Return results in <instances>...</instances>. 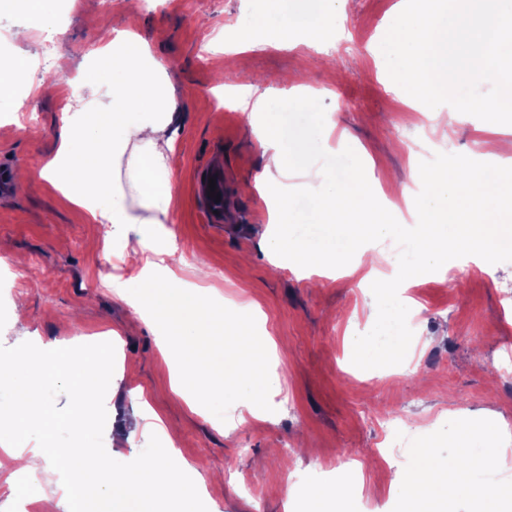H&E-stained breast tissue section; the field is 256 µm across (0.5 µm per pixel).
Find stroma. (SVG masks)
<instances>
[{
  "label": "stroma",
  "instance_id": "obj_1",
  "mask_svg": "<svg viewBox=\"0 0 512 512\" xmlns=\"http://www.w3.org/2000/svg\"><path fill=\"white\" fill-rule=\"evenodd\" d=\"M295 3L333 16L334 28L322 34L323 41L343 42L332 69L320 68L315 49L299 38L267 30L268 0H157L133 19L123 0H112L108 12L98 0H75L70 9L64 0H50L45 20L21 11L0 14V65L21 54L38 60L43 36L55 41L53 67L34 70L31 82L17 85L14 101L0 102V163L30 174L26 184L0 194V242L7 246L0 253V345L26 336L74 350L90 337L109 341L111 375L88 380L97 448L130 468L174 433L178 458L206 478V501L187 504L186 512H311L302 484L316 470L338 469L353 448L360 451L356 464L371 512H395L394 472L410 463L412 448L431 440L439 445L438 459H447L448 437L464 417L486 423L485 447L512 448V378L502 374L512 366V320L500 318L512 299V254L496 256L485 277L468 263L451 285L438 272H413L414 306L398 299L389 304L392 333L401 338L405 357L417 360L413 373H404L374 335L370 315L378 296L364 287L366 272L353 255L333 271L291 259L270 262L261 237L269 196L254 181L262 148L243 133L248 113L225 108L214 90L244 85L250 74L264 77L273 92L261 121L298 134L306 145L316 140L315 113L296 111L294 89L280 80L283 73H301L305 88L317 92L318 111L336 122L334 142L311 158L336 178L355 159L373 171L364 217L376 229L368 245L381 265L396 270L411 269L418 229L386 203L383 191L409 181L421 134L440 143L433 163L454 164L480 160L489 139H512V125L491 127L468 115L441 129L408 111L410 97L390 80L380 49L401 0ZM20 29L29 34L26 42L13 38ZM122 30L149 42L183 112L174 152L176 202L161 226L173 239L164 263L186 284L196 267H207L215 299L237 312L257 311L258 327L280 347L285 371L267 418L253 417L237 402L222 421L174 392L158 335L116 291L154 254L123 249L115 226L89 223L82 208L39 176L58 144L75 86L89 73L96 50ZM246 35L257 45L239 65L234 51ZM25 112L34 117L28 127L20 121ZM213 162L224 168L229 217L205 224L194 184ZM272 178L290 199L289 235L320 241L307 180L279 172ZM358 341L376 354L357 365L350 349ZM137 413L141 427L131 437L127 423ZM396 413L407 428L398 458L385 462L377 455L388 442L380 419ZM238 475L262 484L260 499L239 489Z\"/></svg>",
  "mask_w": 512,
  "mask_h": 512
}]
</instances>
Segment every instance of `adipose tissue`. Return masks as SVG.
<instances>
[{
  "label": "adipose tissue",
  "instance_id": "adipose-tissue-1",
  "mask_svg": "<svg viewBox=\"0 0 512 512\" xmlns=\"http://www.w3.org/2000/svg\"><path fill=\"white\" fill-rule=\"evenodd\" d=\"M270 21L281 35L317 36L328 22L322 13L275 8ZM111 99L99 103L102 88ZM76 93L82 103L65 119L53 158L41 176L72 202L82 206L93 224L139 225L140 248L153 253L167 250L166 238L155 231V213H167L175 196L172 161V128L179 123V104L157 67L146 40L129 32L116 37L96 55V65ZM267 156L255 182H269L271 169L298 166L302 154L284 147L274 125L252 127ZM489 159L464 165H440L413 170L410 183L398 186L423 219L419 224L416 265L447 266L449 245L467 252L491 249L512 253V143L489 146ZM126 168L133 189L125 194L117 172ZM372 174L362 165L349 172L350 189L337 187L322 170L311 174L316 195L318 223L333 224L355 206L352 187ZM422 182L435 192H466L470 205L459 209L431 207L429 198L413 193L411 182ZM270 259L289 254L301 264L330 263L340 259L335 247L276 236L268 241ZM11 368L0 369V393L12 394L16 418L11 427H0V445L12 448L17 472L55 463L64 465L60 495H43L47 512H184L187 502L200 496L203 481L189 480L193 467L178 459L171 445L132 470L116 466L96 452L99 431L89 417L91 402L86 388L88 372L112 370V350L104 343L85 342L80 352L28 340L17 342L8 353ZM64 381L69 386L71 410L59 417L48 397L49 388ZM71 432L70 442L56 439L59 430ZM485 425L470 420L452 436L456 453L440 462L432 447L413 449L409 466L395 481L404 489L403 512H445L449 497L465 492L476 512H501L512 502V481L478 480L481 472L494 470L495 460L480 446ZM42 433L30 445L31 431Z\"/></svg>",
  "mask_w": 512,
  "mask_h": 512
}]
</instances>
